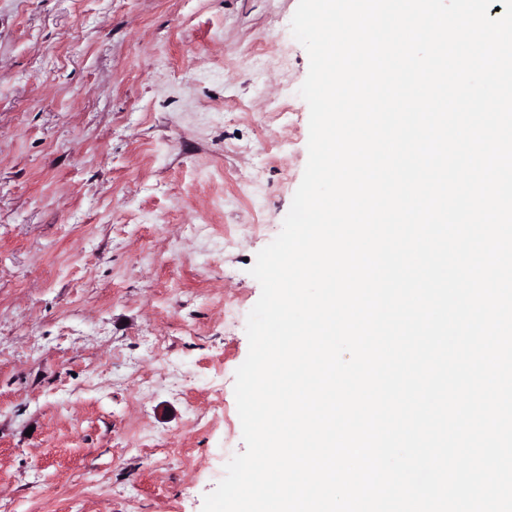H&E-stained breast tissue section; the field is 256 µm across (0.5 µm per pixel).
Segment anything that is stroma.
<instances>
[{
    "instance_id": "stroma-1",
    "label": "stroma",
    "mask_w": 512,
    "mask_h": 512,
    "mask_svg": "<svg viewBox=\"0 0 512 512\" xmlns=\"http://www.w3.org/2000/svg\"><path fill=\"white\" fill-rule=\"evenodd\" d=\"M298 0H0V512H201L308 159Z\"/></svg>"
}]
</instances>
